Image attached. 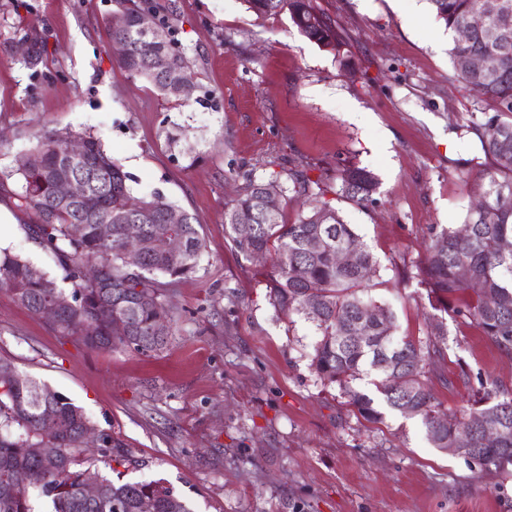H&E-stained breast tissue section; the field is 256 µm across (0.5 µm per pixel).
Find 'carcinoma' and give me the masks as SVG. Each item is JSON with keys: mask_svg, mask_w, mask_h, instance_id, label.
<instances>
[{"mask_svg": "<svg viewBox=\"0 0 512 512\" xmlns=\"http://www.w3.org/2000/svg\"><path fill=\"white\" fill-rule=\"evenodd\" d=\"M436 18L448 32L456 34L482 0H428ZM127 16V28L120 36L130 44V52L117 59L120 68L149 82L167 97V86L175 80L194 81L180 41L175 37L171 14L162 13L154 0H115ZM259 15L288 13L297 31L319 47L340 54L346 34L316 0H244ZM507 8L487 16L483 27L471 32L467 41L453 39L450 57L457 76L467 87L480 85L482 96L496 106L473 126L480 149L489 165L479 171L476 189L482 199L479 211L469 210L463 224L468 235L444 227L431 228L423 260L416 273L404 274L403 281L417 280L426 292L429 306L452 312L476 326L502 352L512 354V0ZM153 16L164 38L150 41L139 32L140 16ZM32 38L25 63L37 66L47 51L46 38L31 25L22 28ZM492 51L497 67L491 72L469 70L463 63L471 56ZM28 156L40 159L30 167L19 161L16 173L20 187L12 190L0 183V190L25 212L29 229L40 244L50 250L63 272L62 281L7 251L0 253V290H6L18 304L33 314L55 293L71 302L54 329L90 349L130 348L140 353L157 351L172 335L174 317L165 302L162 279L176 281L198 271L205 249L200 224L187 211L157 194L137 196L128 185L129 175L91 135L45 132L35 136ZM79 140L84 156L73 159L69 146ZM78 175L86 183V195L63 201L55 192L56 182L67 174ZM236 197L227 205L224 224L238 251L246 258L256 252L274 253L266 287L272 304L284 314L297 312L315 323L319 339L311 362L317 376L344 388L349 404L367 420L381 413L367 394L350 383L362 367L376 371L383 382L386 403L421 417L427 441L446 451L457 447L463 434L471 436L469 459L486 471L504 472L512 466V395L495 388L501 398L489 402L481 397L461 412L442 414L436 410L427 385L425 359L442 356L447 330L433 318L427 335L435 342L423 348L415 341L395 337L393 312L371 295L376 261L360 242L352 225L335 208L318 200L320 183L297 166L288 169L291 191L308 201V210L294 224L279 223L280 208L268 211L267 183L252 174L241 175ZM337 194L363 205L373 201L378 188L368 169L345 164L336 169ZM177 213L180 221L170 225L184 241L178 255L161 251L154 242L155 229ZM84 226L75 238L71 228ZM101 224L112 225V237L98 234ZM141 228L136 246L140 266L127 261L129 242L126 228ZM354 252V262L341 265L337 253ZM101 267L104 285L94 288L83 278V268ZM481 284L480 290L472 283ZM467 294L465 308L454 301ZM376 309L379 318L362 321L364 312ZM164 330L157 331L159 322ZM11 371L13 390L0 394V512H35L31 487L22 484L26 471L43 472L39 495L50 499L51 512H142L145 501L152 512H192L189 504L161 481L116 483L93 467L79 445L82 430L92 420L82 407L36 379L20 373L9 363L0 371ZM497 435V443L485 440L486 430ZM102 445L97 460L107 465L121 464L129 453L119 438L100 430ZM97 479L103 495L88 500L83 486Z\"/></svg>", "mask_w": 512, "mask_h": 512, "instance_id": "cac0c4a2", "label": "carcinoma"}]
</instances>
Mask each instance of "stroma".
I'll list each match as a JSON object with an SVG mask.
<instances>
[{
	"mask_svg": "<svg viewBox=\"0 0 512 512\" xmlns=\"http://www.w3.org/2000/svg\"><path fill=\"white\" fill-rule=\"evenodd\" d=\"M196 87L164 98L114 61V0H0V178L43 130L86 133L128 173L136 195L158 193L192 214L206 244L199 270L165 290L175 328L143 355L91 350L0 291V360L82 406L119 435L125 481L164 479L192 512H512V475L432 448L420 418L389 408L373 371L353 383L382 418L369 421L311 367L318 331L269 299V262L246 260L224 229L234 173L282 192L281 215L302 204L288 167L321 182L379 265L371 294L396 334L425 340L434 314L403 282L432 226H460L474 200L469 120L489 106L459 83L450 37L427 0H317L349 35L343 56L298 34L287 13L257 15L243 0H170ZM44 28L37 68L11 48L16 29ZM355 163L379 181L365 207L336 193V168ZM14 229L0 249L57 273L28 216L0 196ZM448 347L427 362L440 411L479 393H512V356L446 316Z\"/></svg>",
	"mask_w": 512,
	"mask_h": 512,
	"instance_id": "35a3bbf8",
	"label": "stroma"
}]
</instances>
